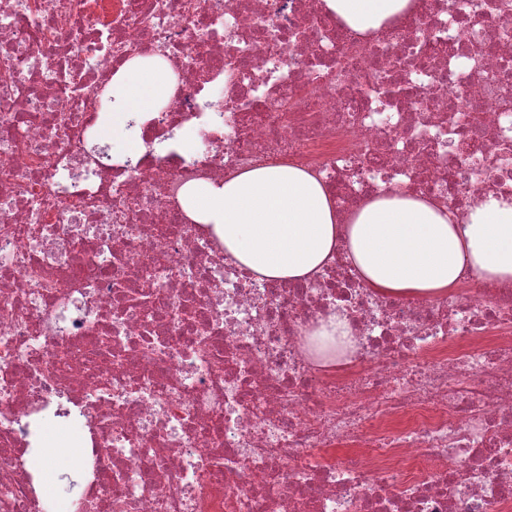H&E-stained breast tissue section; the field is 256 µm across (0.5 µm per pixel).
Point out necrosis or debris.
Wrapping results in <instances>:
<instances>
[{"instance_id":"necrosis-or-debris-1","label":"necrosis or debris","mask_w":512,"mask_h":512,"mask_svg":"<svg viewBox=\"0 0 512 512\" xmlns=\"http://www.w3.org/2000/svg\"><path fill=\"white\" fill-rule=\"evenodd\" d=\"M421 4L363 36L323 0H0V512H53L51 422L72 512H512L511 285L385 297L340 255L258 280L179 205L288 161L344 217L512 196V0ZM137 57L174 88L121 155L92 136ZM337 312L335 367L309 333ZM52 439L57 441L55 448H49L47 452L33 459L34 467L39 469L46 482L53 488L59 482L60 477L65 474L76 473L75 470L65 466L63 460L73 455H78L82 448H67L68 446L56 438V434L51 436ZM65 470V471H63ZM70 479H61V482L56 486L58 491V499L69 500L74 498L77 489L69 491Z\"/></svg>"}]
</instances>
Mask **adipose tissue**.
<instances>
[{"label":"adipose tissue","instance_id":"obj_1","mask_svg":"<svg viewBox=\"0 0 512 512\" xmlns=\"http://www.w3.org/2000/svg\"><path fill=\"white\" fill-rule=\"evenodd\" d=\"M346 28L376 32L405 17L415 0H325ZM173 85L164 63L136 58L112 79V113L103 129L165 104ZM195 223L211 227L235 264L258 279L312 278L344 250L369 288L386 296L442 295L468 273L512 285V197L474 206L465 223L447 207L408 192L360 205L341 218L324 185L292 163L259 165L222 184L190 183L179 196Z\"/></svg>","mask_w":512,"mask_h":512}]
</instances>
